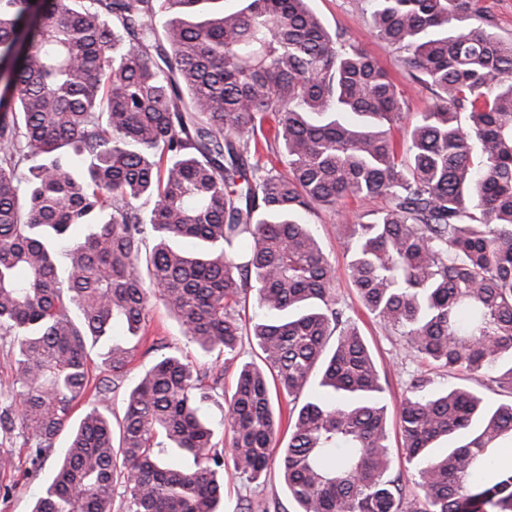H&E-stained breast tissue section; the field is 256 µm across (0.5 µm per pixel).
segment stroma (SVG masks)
I'll return each instance as SVG.
<instances>
[{"mask_svg":"<svg viewBox=\"0 0 512 512\" xmlns=\"http://www.w3.org/2000/svg\"><path fill=\"white\" fill-rule=\"evenodd\" d=\"M311 6L328 29L344 33L378 62L401 90L406 112H420L429 105L430 92L411 79L400 54L373 36L369 17L362 13L359 0H311ZM380 205L377 199L355 201L347 204L345 212H322L311 217L310 222L325 253L336 267V297L347 315L359 326L382 377L387 381V420L392 423L396 420V410L409 376L416 371L417 365L411 360L402 340L391 335L373 318L351 287L346 274V254L340 240V226L345 223L347 215L361 214ZM147 326L149 336L164 338L171 346L180 348L194 364L215 362V355H202L193 344L187 342L179 331L177 320L159 300H152L150 304ZM54 469V461H47L36 481L25 478L23 472H16L10 496L0 498V512H32L42 484L51 480ZM246 502L252 503L253 512H263L264 508L276 504L281 506L283 512H294L295 504L283 483L279 463H271L264 484H249L238 479L225 483L224 512H242L241 507Z\"/></svg>","mask_w":512,"mask_h":512,"instance_id":"stroma-1","label":"stroma"}]
</instances>
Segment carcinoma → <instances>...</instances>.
I'll use <instances>...</instances> for the list:
<instances>
[{
    "instance_id": "carcinoma-1",
    "label": "carcinoma",
    "mask_w": 512,
    "mask_h": 512,
    "mask_svg": "<svg viewBox=\"0 0 512 512\" xmlns=\"http://www.w3.org/2000/svg\"><path fill=\"white\" fill-rule=\"evenodd\" d=\"M222 2L0 0V432L36 480L71 429L33 512H112L119 486L120 512H221L224 475L256 483L277 454L296 512H512V468L493 469L512 402L422 372L398 413L413 480L390 477L386 388L305 221L381 199L342 225L364 306L417 364L512 398V42L454 32L480 0H366L432 94L407 124L387 73L309 0ZM153 297L238 364L231 394L155 341L119 438L98 404L71 425L89 387L122 386ZM246 333L260 365L240 360ZM104 337L112 379L94 382ZM217 396L225 451L203 415ZM15 470L0 448V494Z\"/></svg>"
}]
</instances>
